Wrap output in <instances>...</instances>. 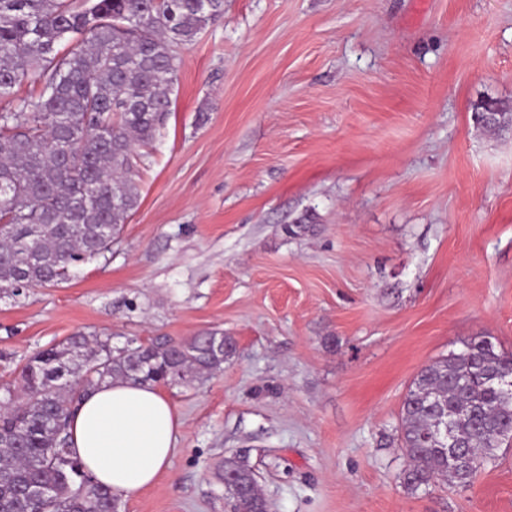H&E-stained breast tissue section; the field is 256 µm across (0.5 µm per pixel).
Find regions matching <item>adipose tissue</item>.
Listing matches in <instances>:
<instances>
[{
	"mask_svg": "<svg viewBox=\"0 0 512 512\" xmlns=\"http://www.w3.org/2000/svg\"><path fill=\"white\" fill-rule=\"evenodd\" d=\"M181 416L151 383L117 379L80 402L69 423L70 451L116 496L153 485L170 465Z\"/></svg>",
	"mask_w": 512,
	"mask_h": 512,
	"instance_id": "1",
	"label": "adipose tissue"
}]
</instances>
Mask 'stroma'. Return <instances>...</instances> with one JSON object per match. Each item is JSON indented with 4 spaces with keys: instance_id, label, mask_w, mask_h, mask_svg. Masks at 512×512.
Listing matches in <instances>:
<instances>
[{
    "instance_id": "stroma-1",
    "label": "stroma",
    "mask_w": 512,
    "mask_h": 512,
    "mask_svg": "<svg viewBox=\"0 0 512 512\" xmlns=\"http://www.w3.org/2000/svg\"><path fill=\"white\" fill-rule=\"evenodd\" d=\"M512 0H224L139 148L141 205L106 257L0 291V385L81 334L231 336L165 392L169 467L118 512H512V447L469 486L401 483L403 399L474 336L512 352ZM224 473L233 474L235 491H227L234 499L238 512H271V504L258 488L256 474L249 465L235 457L225 458L218 464L216 477L220 482L224 477L226 487L233 482V478Z\"/></svg>"
}]
</instances>
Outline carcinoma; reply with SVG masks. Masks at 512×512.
Returning <instances> with one entry per match:
<instances>
[{"label": "carcinoma", "instance_id": "1", "mask_svg": "<svg viewBox=\"0 0 512 512\" xmlns=\"http://www.w3.org/2000/svg\"><path fill=\"white\" fill-rule=\"evenodd\" d=\"M223 15L224 0H0V288L65 282L77 263L110 251L100 225L116 235L140 207L135 148L154 141L170 111L180 50ZM498 111L486 100L475 118L499 128L485 117ZM234 352L232 337L212 331L176 350H115L75 335L30 357L19 373L26 400L0 410V512H104L112 491L68 450L74 400L112 378L160 384L175 375L189 385ZM496 372H512V353L474 336L414 377L401 409L407 491L435 478L471 483L430 439L440 409L478 414L482 427L461 420L454 431L495 459L491 439L512 423V396L489 380ZM226 473L239 512H271L249 465L228 457L217 479Z\"/></svg>", "mask_w": 512, "mask_h": 512}]
</instances>
